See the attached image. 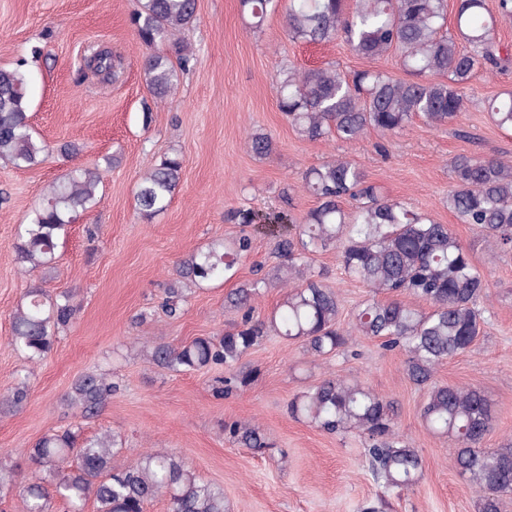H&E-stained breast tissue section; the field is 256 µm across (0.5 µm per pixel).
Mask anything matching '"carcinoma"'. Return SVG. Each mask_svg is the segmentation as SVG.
Segmentation results:
<instances>
[{
  "label": "carcinoma",
  "mask_w": 512,
  "mask_h": 512,
  "mask_svg": "<svg viewBox=\"0 0 512 512\" xmlns=\"http://www.w3.org/2000/svg\"><path fill=\"white\" fill-rule=\"evenodd\" d=\"M240 4L251 28L259 29L280 0ZM196 7V0H141L133 17L147 51L142 61L146 85L156 102L174 92L178 72L189 69L193 60L191 49L175 34L193 23ZM447 7V0H288L289 38L307 43L341 40L366 58L396 53L411 79L380 71L346 74L335 68L290 67L277 84L279 110L310 141L334 136L352 142L369 130L395 134L416 118L431 126L458 120L467 110L465 85L481 72L512 64V54L494 36L497 17L512 16V0H499L496 16L486 0H456L451 29ZM91 60L96 74L112 79V55L96 52ZM29 83L22 63L0 69V160L19 169L38 166L46 150L29 122ZM487 112L498 128L512 131V91L490 98ZM248 145L260 157L275 150L264 133L251 135ZM182 170V157L165 155L142 177L135 196L143 217L168 207ZM450 173L448 210L479 236L512 251V162L458 155L450 162ZM100 183L99 170L75 168L50 186L43 205L19 228L15 253L24 272L53 267L68 226L99 204ZM302 187L317 205L294 234H283L282 224L261 225L277 238V279L287 288L277 310L266 319L255 317L264 278L241 283L225 297V306L240 313V320L224 334L199 336L180 346L147 344V360L175 372L222 365L229 376L217 379L214 387L222 397L251 385V375L233 368L270 332L302 342L314 358L339 353L353 332L381 338L386 347L407 354L409 378L427 389L422 420L430 432L453 440L451 466L478 492V512H501L503 498L512 496V443L483 447L493 418L490 399L477 387L434 380L448 357L469 350L483 334L487 272L448 225L382 196L351 160L337 158L307 170ZM330 246L340 253L344 272L371 293L357 307L348 329L341 326L337 293L311 267V256ZM251 250L252 238L244 230L229 246L214 239L187 254L165 289L164 314L180 318L190 286L231 280L239 259ZM405 296L427 308L410 305ZM75 312L72 294L53 296L34 283L11 315L9 341L36 364L50 353L56 334ZM116 391L106 375L83 374L73 380L65 401L90 419ZM27 398L26 382L20 379L0 395V405L19 407ZM288 412L326 433L365 437L369 467L385 486L410 490L419 482L421 455L398 433L391 403L370 387L326 377L292 398ZM224 429L254 454L274 447L255 425L236 421ZM120 448L121 437L108 431L87 437L72 428L46 433L27 449L25 481L16 482V467L0 462V503L15 497L19 512H53L59 499L70 512H81L91 499L96 512H146L151 502L164 498L168 512H228L224 490L199 478L182 457L150 450L116 466L113 459Z\"/></svg>",
  "instance_id": "cac0c4a2"
}]
</instances>
